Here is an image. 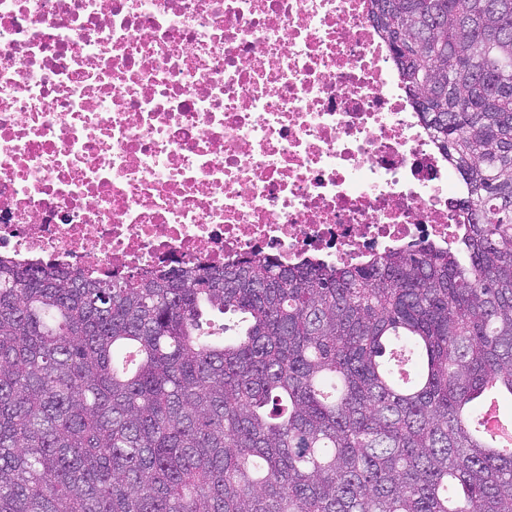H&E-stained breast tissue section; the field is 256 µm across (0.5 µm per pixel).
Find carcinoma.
I'll use <instances>...</instances> for the list:
<instances>
[{"label":"carcinoma","instance_id":"obj_1","mask_svg":"<svg viewBox=\"0 0 512 512\" xmlns=\"http://www.w3.org/2000/svg\"><path fill=\"white\" fill-rule=\"evenodd\" d=\"M369 3L468 234L358 267L0 256V512H512L481 400L512 395V0Z\"/></svg>","mask_w":512,"mask_h":512}]
</instances>
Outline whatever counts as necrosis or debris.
I'll return each instance as SVG.
<instances>
[{
  "instance_id": "4bbe7bcc",
  "label": "necrosis or debris",
  "mask_w": 512,
  "mask_h": 512,
  "mask_svg": "<svg viewBox=\"0 0 512 512\" xmlns=\"http://www.w3.org/2000/svg\"><path fill=\"white\" fill-rule=\"evenodd\" d=\"M466 193L367 0H0V256L354 266Z\"/></svg>"
}]
</instances>
